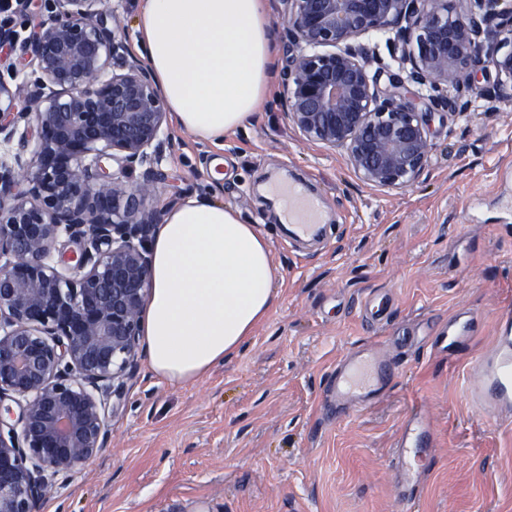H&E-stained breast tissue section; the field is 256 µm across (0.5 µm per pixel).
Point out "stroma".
<instances>
[{"label":"stroma","instance_id":"35a3bbf8","mask_svg":"<svg viewBox=\"0 0 512 512\" xmlns=\"http://www.w3.org/2000/svg\"><path fill=\"white\" fill-rule=\"evenodd\" d=\"M433 150L419 179L364 184L347 158L300 136L263 101L223 148L169 126L166 174L151 204L199 196L238 209L266 236L278 293L239 351L175 385L148 357L126 385L109 440L38 512H512V422L480 417L466 398L472 360L512 311V104L431 116ZM221 180H214V173ZM300 182L319 199L326 235L301 242L276 218L267 186ZM390 292L384 325L359 302ZM473 310L455 357L431 336ZM416 336L399 350L390 339ZM400 361L372 408L337 419L323 390L356 347ZM423 410L434 436L412 509L395 497L393 451L403 420Z\"/></svg>","mask_w":512,"mask_h":512}]
</instances>
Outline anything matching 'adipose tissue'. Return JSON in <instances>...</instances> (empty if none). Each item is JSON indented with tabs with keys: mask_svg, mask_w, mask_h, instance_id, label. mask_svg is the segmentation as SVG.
Masks as SVG:
<instances>
[{
	"mask_svg": "<svg viewBox=\"0 0 512 512\" xmlns=\"http://www.w3.org/2000/svg\"><path fill=\"white\" fill-rule=\"evenodd\" d=\"M137 49L176 125L220 144L268 95L275 47L267 0H142ZM143 318L152 371L196 380L235 354L274 306L266 237L236 209L193 197L152 243Z\"/></svg>",
	"mask_w": 512,
	"mask_h": 512,
	"instance_id": "obj_1",
	"label": "adipose tissue"
}]
</instances>
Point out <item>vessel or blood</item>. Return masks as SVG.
I'll return each instance as SVG.
<instances>
[{
	"label": "vessel or blood",
	"mask_w": 512,
	"mask_h": 512,
	"mask_svg": "<svg viewBox=\"0 0 512 512\" xmlns=\"http://www.w3.org/2000/svg\"><path fill=\"white\" fill-rule=\"evenodd\" d=\"M288 214L290 227L300 238L309 239L321 228V206L317 198L299 186L289 185ZM364 315L375 323L387 321L391 310L388 294L375 292L361 304ZM474 313L461 312L434 339L440 352L453 355L464 348L469 339ZM475 382L466 395L480 415L488 420L512 418V314L503 313L492 344L472 366ZM397 373L394 360L368 350L358 349L339 360L332 369L324 389L326 410L336 416L345 415L350 407L366 409L374 406L389 390ZM432 446V434L422 413H414L403 423L394 451L397 489L401 503L414 500L422 473L419 455Z\"/></svg>",
	"instance_id": "obj_1"
}]
</instances>
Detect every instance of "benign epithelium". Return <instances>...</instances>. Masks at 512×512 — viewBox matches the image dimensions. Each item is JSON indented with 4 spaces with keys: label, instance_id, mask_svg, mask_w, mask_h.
<instances>
[{
    "label": "benign epithelium",
    "instance_id": "1",
    "mask_svg": "<svg viewBox=\"0 0 512 512\" xmlns=\"http://www.w3.org/2000/svg\"><path fill=\"white\" fill-rule=\"evenodd\" d=\"M0 78V512H37L105 447L137 370L168 112L107 0H45ZM276 106L366 184L428 164L429 116L512 101V0H283ZM388 50L384 60L380 46Z\"/></svg>",
    "mask_w": 512,
    "mask_h": 512
}]
</instances>
